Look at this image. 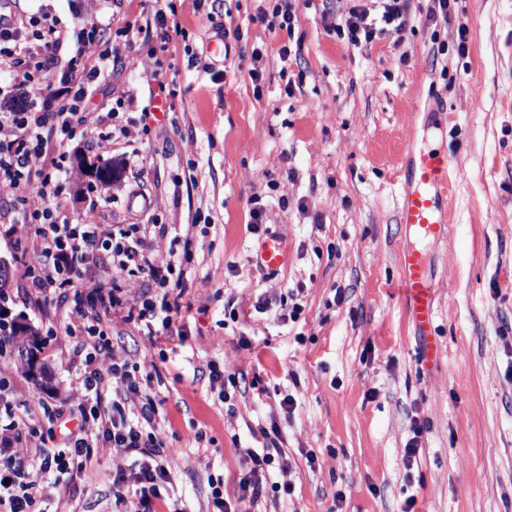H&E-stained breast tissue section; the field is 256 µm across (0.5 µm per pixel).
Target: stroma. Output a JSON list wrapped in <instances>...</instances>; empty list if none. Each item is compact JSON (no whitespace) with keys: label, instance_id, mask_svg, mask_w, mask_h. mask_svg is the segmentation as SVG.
<instances>
[{"label":"stroma","instance_id":"stroma-1","mask_svg":"<svg viewBox=\"0 0 512 512\" xmlns=\"http://www.w3.org/2000/svg\"><path fill=\"white\" fill-rule=\"evenodd\" d=\"M260 4L178 0L185 34L153 57L152 32L119 30L153 16L157 0L19 4L53 16L67 51L94 26L125 58L87 94L95 112L122 101L131 134L109 149L81 131L65 142L64 214L167 225L156 250L187 273L178 320L186 340L176 352L152 355L143 325L112 317L115 350L151 374L163 400L152 432L166 445L172 483L152 510L213 512L217 486L230 512H512V0H463L462 57L440 53L456 44L459 20L431 22L429 0H412L398 31L358 48L328 29L352 0H296L290 36L251 23ZM229 23L244 26L242 41L225 40ZM156 71L176 91L163 112L153 109ZM409 136L419 149L447 148L464 173L451 239L426 246L445 285L430 371L396 290L397 255L411 237L397 222L393 174ZM112 159L122 163L112 185L79 173ZM256 196L268 230L289 244L276 273L251 260L261 240L249 228ZM184 235L189 244H172ZM293 295L296 321L256 309ZM6 299L47 339L46 387L16 350L0 351L11 366L9 402L33 404L44 431L72 394L68 355L52 335L65 315L24 303L13 286ZM212 362L233 382L230 402L209 383ZM274 442L266 478L290 479L294 490L253 499L239 488L244 451ZM112 456L95 450L85 476L39 512H114Z\"/></svg>","mask_w":512,"mask_h":512}]
</instances>
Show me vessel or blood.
<instances>
[{
	"instance_id": "obj_1",
	"label": "vessel or blood",
	"mask_w": 512,
	"mask_h": 512,
	"mask_svg": "<svg viewBox=\"0 0 512 512\" xmlns=\"http://www.w3.org/2000/svg\"><path fill=\"white\" fill-rule=\"evenodd\" d=\"M399 176L403 186L398 201L400 223L416 239L448 240L453 234L449 217L452 188L461 178L448 152L435 148L408 151ZM288 256L287 240L272 232L259 243L254 260L260 267L274 272L287 265ZM397 286L407 303L415 333L421 339L422 360L426 366H434L439 347L431 328L442 285L432 277L429 258L420 248L408 246L399 252Z\"/></svg>"
}]
</instances>
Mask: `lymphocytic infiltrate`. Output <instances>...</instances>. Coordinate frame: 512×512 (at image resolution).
I'll return each mask as SVG.
<instances>
[{
    "mask_svg": "<svg viewBox=\"0 0 512 512\" xmlns=\"http://www.w3.org/2000/svg\"><path fill=\"white\" fill-rule=\"evenodd\" d=\"M410 2L377 0L372 9L357 0L331 29L347 45L372 43L399 28ZM65 45L63 30L47 15L18 13L13 21L0 23V73L9 75L17 100L15 108L0 113V184L12 190L10 205L0 211L7 220L0 231L17 236L34 256L20 273L31 300L45 308L58 303L63 289L74 291L63 338L69 343L76 398L55 417L58 450L43 449L36 459L19 455L0 475V507L36 512L38 500L59 493L57 483L43 482L44 473L57 471L65 482L82 478L94 449L110 448L116 452L113 487L121 490L137 482V506L146 512L171 482L165 445L151 433L162 403L128 362L118 361L105 329L119 312L127 321L144 323L151 344L173 340L179 333L184 281L173 262L156 253V239L167 234L164 225L103 227L89 215L77 224L63 216L57 177L63 143L74 128L93 133L107 127L110 141L128 134L118 112H92L85 104L87 85L108 62H121V55L79 50L57 76L53 69ZM92 265L102 271V279L84 278ZM126 274L144 283V293L133 303L111 283L112 277ZM119 377L126 385L116 394L112 381Z\"/></svg>",
    "mask_w": 512,
    "mask_h": 512,
    "instance_id": "1",
    "label": "lymphocytic infiltrate"
}]
</instances>
